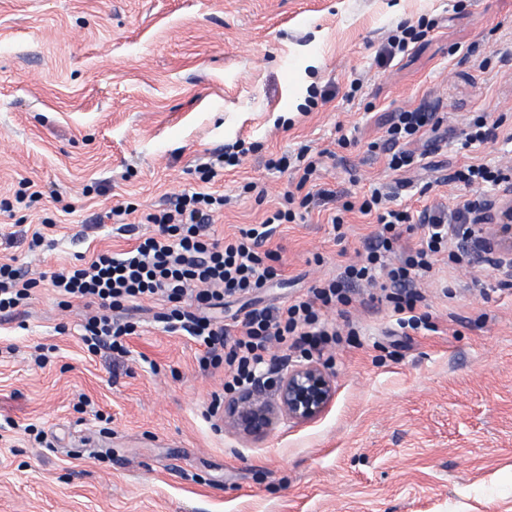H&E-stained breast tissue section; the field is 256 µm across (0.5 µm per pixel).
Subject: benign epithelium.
<instances>
[{"mask_svg": "<svg viewBox=\"0 0 512 512\" xmlns=\"http://www.w3.org/2000/svg\"><path fill=\"white\" fill-rule=\"evenodd\" d=\"M497 248L499 267L512 271V199L490 200L479 221ZM336 393L334 379L317 362L296 363L260 378L224 400V428L248 439L268 435L284 419L302 425L317 419Z\"/></svg>", "mask_w": 512, "mask_h": 512, "instance_id": "1", "label": "benign epithelium"}]
</instances>
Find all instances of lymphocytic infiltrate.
I'll use <instances>...</instances> for the list:
<instances>
[{
    "mask_svg": "<svg viewBox=\"0 0 512 512\" xmlns=\"http://www.w3.org/2000/svg\"><path fill=\"white\" fill-rule=\"evenodd\" d=\"M440 127L435 110H403L394 114L383 139L370 142L368 149L384 155L390 170H409L417 159L406 150V143L424 130L435 132ZM321 158V153L306 144L293 154L268 158V168L293 171L296 180L272 216L240 229L230 241L220 242L209 233L215 214L224 208V196L194 191L143 214L142 223L155 225L157 231L129 250L103 252L53 273L50 284L60 296L98 307L82 326L89 352L124 357L126 339L135 334L137 325L120 312L126 303L151 299L166 303L156 318L167 332L191 336L203 346L202 367H223L228 390L252 384L273 348L309 355L338 345L342 330L329 323L326 314L345 312L362 288L370 289L372 300L387 303L398 314L400 329H431L428 315L417 311L424 300L420 282L438 263L449 238L476 240L474 226L486 204L481 191L511 186L510 162L467 164L453 170L450 181L470 188L472 195L451 208L433 206L414 214L393 206L390 197L377 188L364 196L360 206L341 203L331 217L333 227H340L344 213L355 208L375 215L380 226L357 260L292 302L252 308L243 319L225 325L208 316V309L224 299L265 287L277 277L280 255L270 246L277 225L293 222L298 211L314 200L336 199L335 190L311 188ZM417 229L423 232L420 243L402 245L404 234ZM36 285V279L22 268L1 262L0 314L16 311Z\"/></svg>",
    "mask_w": 512,
    "mask_h": 512,
    "instance_id": "f902f5d3",
    "label": "lymphocytic infiltrate"
}]
</instances>
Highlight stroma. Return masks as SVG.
I'll return each mask as SVG.
<instances>
[{
  "mask_svg": "<svg viewBox=\"0 0 512 512\" xmlns=\"http://www.w3.org/2000/svg\"><path fill=\"white\" fill-rule=\"evenodd\" d=\"M421 18L440 25L381 60ZM422 105L441 139L421 134L420 167L388 170L369 142ZM481 112L501 120L498 140L460 150ZM510 134L512 0H0V199L25 179L44 191L0 213V262L45 276L0 316V512H512V276L484 255L465 271L440 261L423 282L433 330L395 339L384 306L354 305V335L319 359L331 405L259 440L212 414L224 370L154 322L161 302L130 305L140 328L114 362L82 342L94 307L61 311L47 281L153 232L107 214L197 189L196 166L224 147L247 155L209 184L229 200L211 227L220 240L271 214L289 176L265 162L301 144L333 152L320 187L356 203L379 187L416 212L461 199L449 169L497 162ZM329 213L318 200L278 225L281 276L225 300L220 321L295 299L380 229L353 211L336 233ZM44 217L39 254L6 241Z\"/></svg>",
  "mask_w": 512,
  "mask_h": 512,
  "instance_id": "obj_1",
  "label": "stroma"
}]
</instances>
